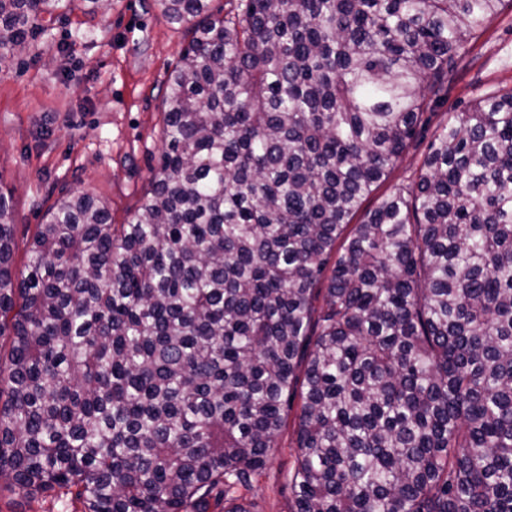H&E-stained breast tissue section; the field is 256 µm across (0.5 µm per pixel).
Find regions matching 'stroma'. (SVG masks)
<instances>
[{"label":"stroma","mask_w":512,"mask_h":512,"mask_svg":"<svg viewBox=\"0 0 512 512\" xmlns=\"http://www.w3.org/2000/svg\"><path fill=\"white\" fill-rule=\"evenodd\" d=\"M41 32L0 60V188L13 199L16 263L61 192L84 191L126 223L151 187L162 151L163 98L174 64L192 37L155 0H84L43 15ZM512 90V5L472 39L425 126L376 188L410 186L428 153L427 137L447 117L490 92ZM298 405H291L269 466L246 497L253 512H294L288 486L297 456ZM74 490L23 495L0 479V512H82Z\"/></svg>","instance_id":"obj_1"}]
</instances>
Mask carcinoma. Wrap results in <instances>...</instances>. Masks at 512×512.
I'll return each mask as SVG.
<instances>
[{
    "instance_id": "obj_1",
    "label": "carcinoma",
    "mask_w": 512,
    "mask_h": 512,
    "mask_svg": "<svg viewBox=\"0 0 512 512\" xmlns=\"http://www.w3.org/2000/svg\"><path fill=\"white\" fill-rule=\"evenodd\" d=\"M71 2L0 0V58ZM157 2L193 28L137 211L65 195L17 272L0 193V477L252 512L298 396L295 512H512V90L344 233L504 0Z\"/></svg>"
}]
</instances>
